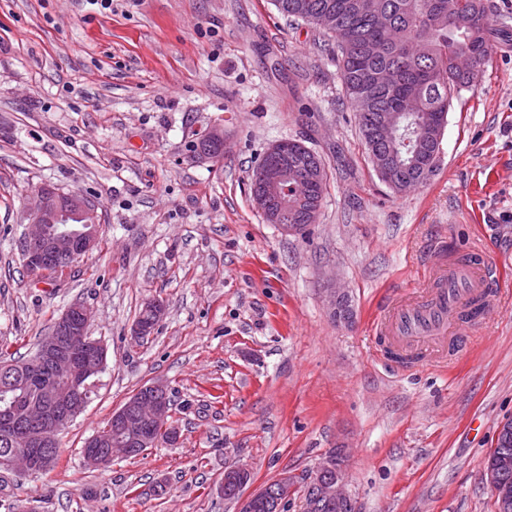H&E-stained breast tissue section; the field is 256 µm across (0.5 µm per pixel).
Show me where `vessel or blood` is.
Masks as SVG:
<instances>
[{
    "label": "vessel or blood",
    "mask_w": 512,
    "mask_h": 512,
    "mask_svg": "<svg viewBox=\"0 0 512 512\" xmlns=\"http://www.w3.org/2000/svg\"><path fill=\"white\" fill-rule=\"evenodd\" d=\"M487 267L479 249L461 255L436 249L415 289L388 306L373 331L389 359L423 362L444 343L464 354L473 334L500 308Z\"/></svg>",
    "instance_id": "obj_1"
}]
</instances>
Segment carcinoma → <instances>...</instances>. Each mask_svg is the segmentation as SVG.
<instances>
[{"instance_id":"1","label":"carcinoma","mask_w":512,"mask_h":512,"mask_svg":"<svg viewBox=\"0 0 512 512\" xmlns=\"http://www.w3.org/2000/svg\"><path fill=\"white\" fill-rule=\"evenodd\" d=\"M286 18L302 20L321 33L324 20L336 23L339 78L353 105L364 144L385 112L401 114V124L387 153L392 169L384 182L395 193L400 183L417 176L427 183L439 165L428 171L412 162L435 150L441 120L453 101L470 86V74L459 69L457 56L464 50L487 71L492 54L489 9L486 0H275ZM380 38L382 51L370 60L364 45ZM288 205L279 221L297 225L305 234L310 212L322 207L326 166L318 154H301L288 164ZM28 359L0 360V393H18L26 384ZM512 458V423L499 432L486 470L499 483L512 488V469L498 470L500 457Z\"/></svg>"}]
</instances>
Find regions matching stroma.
I'll use <instances>...</instances> for the list:
<instances>
[{
    "instance_id": "obj_1",
    "label": "stroma",
    "mask_w": 512,
    "mask_h": 512,
    "mask_svg": "<svg viewBox=\"0 0 512 512\" xmlns=\"http://www.w3.org/2000/svg\"><path fill=\"white\" fill-rule=\"evenodd\" d=\"M491 64L454 100L426 185L377 176L339 79L335 42L289 24L273 0H0V345L33 352L70 305L108 348L96 388L58 436L48 471L0 480V512H236L228 464L250 488L348 456L358 512H496L485 463L512 420V293L468 359L400 368L369 330L438 245L485 250L512 280V0H488ZM224 131L221 158L191 146ZM327 170L305 235L267 223L251 179L276 141ZM80 190L100 243L60 286L20 253L25 196ZM336 278L352 310L326 309ZM163 300L154 332L132 330ZM171 389L178 443L105 469L85 441L144 385Z\"/></svg>"
}]
</instances>
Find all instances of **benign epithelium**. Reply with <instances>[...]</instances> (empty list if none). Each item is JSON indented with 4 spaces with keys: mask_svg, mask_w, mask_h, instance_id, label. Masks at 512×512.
<instances>
[{
    "mask_svg": "<svg viewBox=\"0 0 512 512\" xmlns=\"http://www.w3.org/2000/svg\"><path fill=\"white\" fill-rule=\"evenodd\" d=\"M253 183L260 188L253 194L254 204L264 218H278L273 205H282L288 192V168L265 167L255 171ZM24 211L28 219L21 242L25 264L34 271L51 263H63L71 268L87 253L97 247L101 215L98 204L84 194L65 192L49 185H39L26 196ZM155 314L152 325L136 323L133 339H138L157 325L164 317L161 300H148ZM91 312L82 304H75L53 322L54 329L45 337L28 365L29 392L40 397L34 402L21 394L0 409V426L12 433V447L0 453V474L29 475L50 468L54 448L50 438L82 412L86 391L102 370L106 346L88 335ZM169 386L155 381L147 390L137 391L116 411L112 422L128 430V441H116L105 452L89 441L85 462L91 467H107L117 457L128 456L139 446L152 448L144 425H157L168 434L167 442L174 443L179 429L172 424L166 397ZM247 469L238 465L224 467V483L220 493L235 486L232 499L239 503L238 512H283L294 499L300 501V512H308L305 493L294 476L284 472L276 479L278 492L274 500L267 499V490L261 487L246 497L241 496L240 479ZM308 482L315 487L318 497L327 503L345 502L354 507L347 489L348 459L343 450L328 452L318 462Z\"/></svg>",
    "mask_w": 512,
    "mask_h": 512,
    "instance_id": "obj_1",
    "label": "benign epithelium"
}]
</instances>
